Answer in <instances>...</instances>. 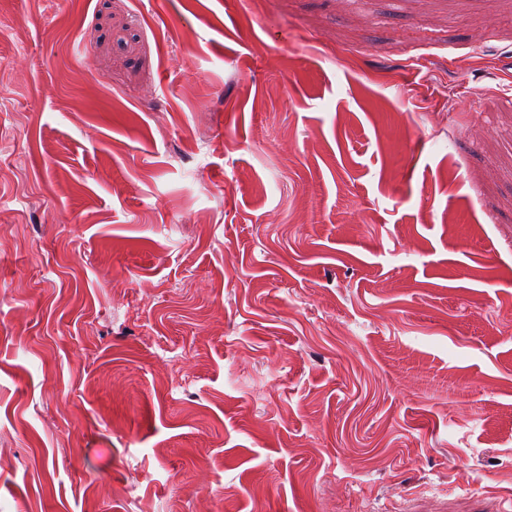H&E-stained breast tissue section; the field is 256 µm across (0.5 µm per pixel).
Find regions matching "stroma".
I'll list each match as a JSON object with an SVG mask.
<instances>
[{
  "mask_svg": "<svg viewBox=\"0 0 512 512\" xmlns=\"http://www.w3.org/2000/svg\"><path fill=\"white\" fill-rule=\"evenodd\" d=\"M0 512H512V0H0Z\"/></svg>",
  "mask_w": 512,
  "mask_h": 512,
  "instance_id": "1",
  "label": "stroma"
}]
</instances>
